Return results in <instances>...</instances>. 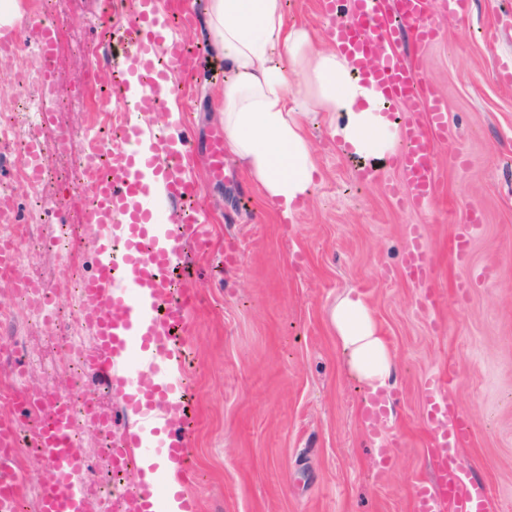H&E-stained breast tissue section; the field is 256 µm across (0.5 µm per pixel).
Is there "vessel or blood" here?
Instances as JSON below:
<instances>
[{
	"mask_svg": "<svg viewBox=\"0 0 512 512\" xmlns=\"http://www.w3.org/2000/svg\"><path fill=\"white\" fill-rule=\"evenodd\" d=\"M152 2L141 0L142 11L117 27L128 74L149 72L153 78L136 91L121 84L116 96L135 95L147 115L159 114L173 91L169 69L192 73L210 63L204 48L170 37V13L153 8ZM350 12V20L336 23L329 37L366 86L386 100L405 103L409 118L403 149L394 160L400 179L393 192L410 207L426 206L439 195L428 134L445 128L447 112L404 57L401 37L409 35L419 45L434 39L436 32L427 21L429 0H350ZM30 30L40 45L43 69L53 72L57 23L46 15L35 19ZM125 142L126 149L113 153L107 172H99L92 161L83 165L86 193L94 200L87 221L97 230L95 272L82 286L81 316L95 337L86 369L107 389L124 390L126 405L140 415L112 443L113 470L131 473L138 461L151 456L161 460L155 485L137 483L126 497L125 512H167L169 471L186 475L192 467L186 372L178 339L189 329L194 295L189 289L176 293L174 272L188 249L208 250L210 239L200 220L163 223L151 191L152 181L161 178L167 205L199 196L198 184L184 175L194 156L191 136H184L181 150L173 151L140 126L127 130ZM472 230L469 224L457 228L449 249L457 262L468 259ZM431 272L427 247L413 241L405 275L424 281ZM421 396L423 425L431 437L430 475L414 485L413 512H487L485 488L458 455L471 436L468 417L446 384L427 380ZM8 402L19 406L21 414L0 419V512H19L25 474L6 459L23 439L37 448L46 466L41 512H85L87 460L69 437V396L22 386ZM359 412L365 432L375 437L384 433V396L368 397Z\"/></svg>",
	"mask_w": 512,
	"mask_h": 512,
	"instance_id": "b4317fda",
	"label": "vessel or blood"
}]
</instances>
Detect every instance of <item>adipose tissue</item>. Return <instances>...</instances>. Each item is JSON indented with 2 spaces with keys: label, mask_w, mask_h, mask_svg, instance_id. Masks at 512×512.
<instances>
[{
  "label": "adipose tissue",
  "mask_w": 512,
  "mask_h": 512,
  "mask_svg": "<svg viewBox=\"0 0 512 512\" xmlns=\"http://www.w3.org/2000/svg\"><path fill=\"white\" fill-rule=\"evenodd\" d=\"M207 26L228 72L220 92L224 141L278 223L293 222L318 176L306 132L310 108L331 113L342 147L380 159L393 152L400 131L380 111L379 93L355 79L342 52L317 51L308 29L288 24L283 0H208ZM297 71L305 88L295 92ZM329 318L350 371L371 389L386 387L394 355L364 296L344 292Z\"/></svg>",
  "instance_id": "1"
}]
</instances>
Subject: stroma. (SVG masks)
I'll use <instances>...</instances> for the list:
<instances>
[{
    "instance_id": "obj_1",
    "label": "stroma",
    "mask_w": 512,
    "mask_h": 512,
    "mask_svg": "<svg viewBox=\"0 0 512 512\" xmlns=\"http://www.w3.org/2000/svg\"><path fill=\"white\" fill-rule=\"evenodd\" d=\"M283 5L288 22L314 33L318 50H333L328 32L345 11L329 13L323 0ZM99 13L100 0H55L53 17L65 31L54 71L60 97L92 76L108 87L109 71L90 69L93 46L108 36ZM428 21L436 39L405 43L404 51L444 99L448 127L431 136L441 199L420 209L390 193L399 180L390 160L378 161L377 180L359 182L362 157L340 147L329 114L317 111L307 127L319 178L294 223H277L234 157L222 176L209 171L208 147L223 128L219 82L206 69L170 74L180 119L172 125L163 114L158 122L173 139L193 131L187 175L201 188L197 215L213 234L211 250L189 251L177 273L198 294L183 339L193 415V474L184 492L196 512H412L413 487L428 472L421 388L432 378L451 381L473 422L460 456L484 484L490 512H512V85L496 76L512 68V0H469L461 16L430 0ZM120 118L111 105L60 113L73 139L65 157L55 126L41 129L52 174L36 197L23 188L16 196L37 240L24 246L22 268L35 282L57 285L76 258L93 274L76 160L94 127ZM473 218L470 260L461 264L449 245ZM63 224L80 230L69 251L52 244ZM228 236L241 250L234 268L224 265ZM417 237L434 260L432 308L422 305L423 287L403 275ZM351 289L366 298L394 354L386 434L397 446L386 472L357 413L365 387L348 372L329 319ZM0 362L18 363L23 384L47 394L73 389L74 374L39 320L0 334Z\"/></svg>"
}]
</instances>
